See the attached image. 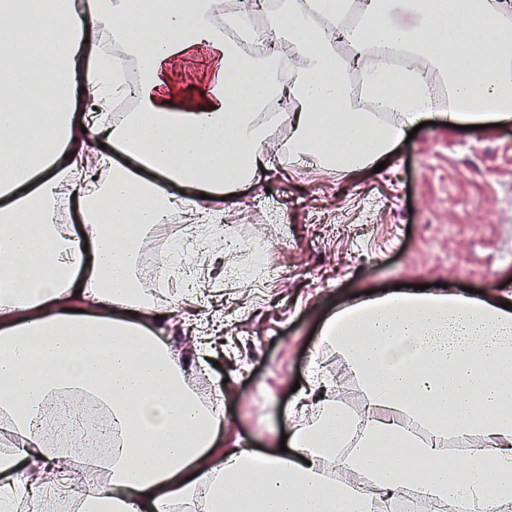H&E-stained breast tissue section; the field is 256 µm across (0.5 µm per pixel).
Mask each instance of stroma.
Instances as JSON below:
<instances>
[{"label": "stroma", "instance_id": "1", "mask_svg": "<svg viewBox=\"0 0 512 512\" xmlns=\"http://www.w3.org/2000/svg\"><path fill=\"white\" fill-rule=\"evenodd\" d=\"M210 66L205 47L177 61L172 106ZM223 206L226 223L265 240L269 269L261 288L206 294L225 340L208 387L223 399L225 447L276 448L330 314L401 284L487 298L512 283V123L477 132L440 119L398 143L380 172L307 160L260 174Z\"/></svg>", "mask_w": 512, "mask_h": 512}]
</instances>
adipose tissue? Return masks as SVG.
Returning a JSON list of instances; mask_svg holds the SVG:
<instances>
[{"mask_svg": "<svg viewBox=\"0 0 512 512\" xmlns=\"http://www.w3.org/2000/svg\"><path fill=\"white\" fill-rule=\"evenodd\" d=\"M0 0V512L64 486L62 448L86 420L74 405L47 414L60 391L108 412L107 490L84 512H388L419 494L427 512L462 499L512 512V289L486 299L455 290H396L348 305L321 326L317 348L339 355L366 398L343 407L342 383L313 363L290 422L287 452L224 447L222 407H199L165 331L191 288L145 292L133 273L142 240L171 211L187 223L222 219L206 197L232 194L277 158L255 110L290 103L288 159L355 172L386 161L425 122L431 71L443 72L454 125L512 121V0H361L354 45L408 47L425 70L383 73L349 60L310 24L338 0L256 6L262 28L298 61L282 82L243 62L210 20V0H51L17 15ZM407 20H395L398 11ZM137 56L141 81L106 80L96 23ZM214 64L179 108L158 98L168 67L197 46ZM396 122L358 104L348 70ZM135 113L112 123L113 97ZM66 205L71 223L57 221ZM340 466L364 485L330 478Z\"/></svg>", "mask_w": 512, "mask_h": 512, "instance_id": "obj_1", "label": "adipose tissue"}]
</instances>
